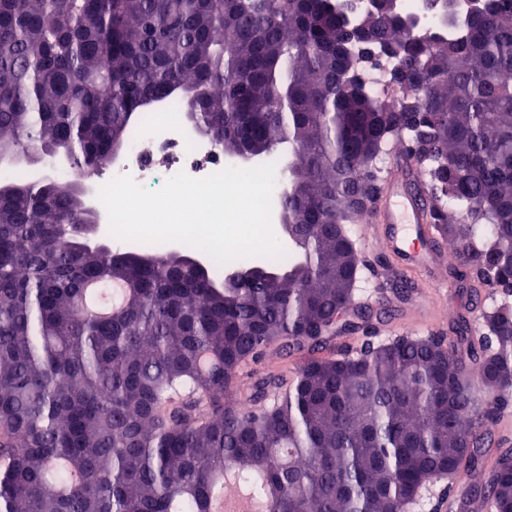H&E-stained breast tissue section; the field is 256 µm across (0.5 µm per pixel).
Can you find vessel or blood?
Masks as SVG:
<instances>
[{"label": "vessel or blood", "instance_id": "obj_1", "mask_svg": "<svg viewBox=\"0 0 512 512\" xmlns=\"http://www.w3.org/2000/svg\"><path fill=\"white\" fill-rule=\"evenodd\" d=\"M398 166H391L383 179L381 202L371 219V233L390 254L397 270L424 272L438 264L432 244L438 230L428 222L429 199L425 193H407Z\"/></svg>", "mask_w": 512, "mask_h": 512}]
</instances>
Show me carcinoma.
Returning <instances> with one entry per match:
<instances>
[{
	"mask_svg": "<svg viewBox=\"0 0 512 512\" xmlns=\"http://www.w3.org/2000/svg\"><path fill=\"white\" fill-rule=\"evenodd\" d=\"M354 0H0V164L63 154L76 178L0 181V512H408L481 476L512 512V307L454 337L326 349L398 142L436 201L448 272L512 294V0H472L453 40ZM413 96L385 103L366 64ZM175 102L232 151L288 145L279 203L299 243L236 283L181 253L92 247L80 182ZM456 203L448 211L442 199ZM125 285L100 317L89 281ZM268 351L286 380L242 377Z\"/></svg>",
	"mask_w": 512,
	"mask_h": 512,
	"instance_id": "carcinoma-1",
	"label": "carcinoma"
}]
</instances>
